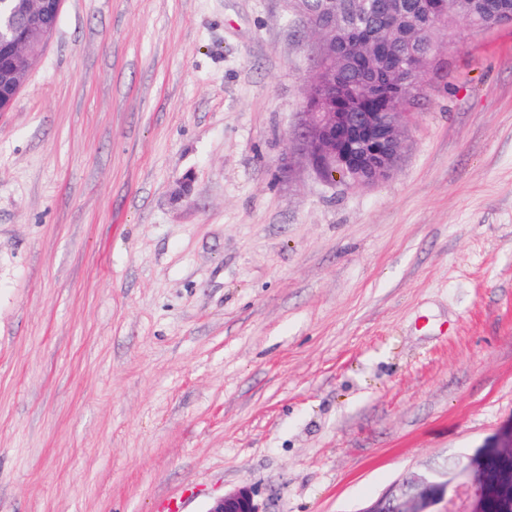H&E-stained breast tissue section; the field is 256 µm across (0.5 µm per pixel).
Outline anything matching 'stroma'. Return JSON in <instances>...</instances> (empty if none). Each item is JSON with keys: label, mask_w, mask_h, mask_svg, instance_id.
Returning <instances> with one entry per match:
<instances>
[{"label": "stroma", "mask_w": 512, "mask_h": 512, "mask_svg": "<svg viewBox=\"0 0 512 512\" xmlns=\"http://www.w3.org/2000/svg\"><path fill=\"white\" fill-rule=\"evenodd\" d=\"M316 41L64 0L0 112V512H364L512 422V25L438 32L365 186L292 153ZM208 512H262L255 501L254 492L247 487H241L225 493L214 500Z\"/></svg>", "instance_id": "35a3bbf8"}]
</instances>
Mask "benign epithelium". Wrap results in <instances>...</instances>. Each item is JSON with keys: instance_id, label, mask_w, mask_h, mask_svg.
Returning <instances> with one entry per match:
<instances>
[{"instance_id": "7a95c632", "label": "benign epithelium", "mask_w": 512, "mask_h": 512, "mask_svg": "<svg viewBox=\"0 0 512 512\" xmlns=\"http://www.w3.org/2000/svg\"><path fill=\"white\" fill-rule=\"evenodd\" d=\"M63 0H37L31 13L16 17V30L0 37V60L6 62V75L18 71L25 61L35 59L46 48L52 35L38 28L40 13L60 14ZM377 66L355 69L351 65L336 70L334 80L348 88L358 87L378 93L386 68L384 42L371 43ZM344 53V45L318 38L314 73L307 87L310 96L319 99L325 90L320 79L328 59ZM409 124L407 112H304V122L295 153L322 178L328 170L340 178L342 172L362 169L363 185L388 178L394 171L404 145ZM474 464L481 474L474 477L471 468L451 465L441 470L413 472L398 480L389 491L368 505L363 512H512V487L488 478L485 464L512 467V423L502 427L495 438L476 450ZM207 512H261L254 492L241 487L214 500Z\"/></svg>"}]
</instances>
